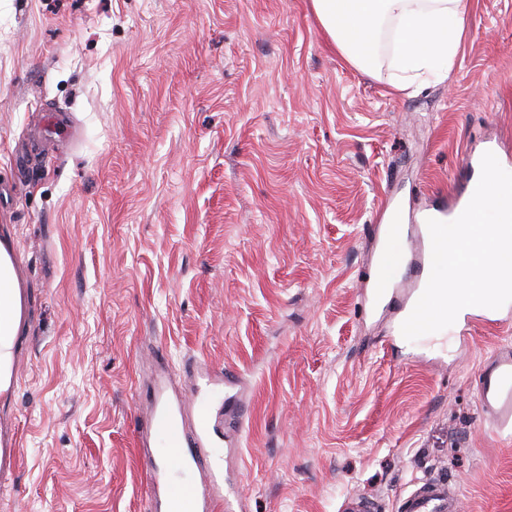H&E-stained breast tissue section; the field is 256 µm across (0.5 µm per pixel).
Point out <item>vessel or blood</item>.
<instances>
[{"mask_svg":"<svg viewBox=\"0 0 512 512\" xmlns=\"http://www.w3.org/2000/svg\"><path fill=\"white\" fill-rule=\"evenodd\" d=\"M383 244L369 276L375 300H385L402 283L403 272L415 267L417 275L401 308L409 316L423 293L431 271V239L426 224L385 225ZM503 325L501 310L462 309L454 323L465 333L471 322ZM229 377L207 372L204 384L191 391L189 400H170L158 390L142 442H153V452L142 463L149 475V512H226L221 489L223 439L212 425L215 404L221 401ZM476 394L492 427L512 431V348L491 355L478 375ZM456 499L446 482L430 480L401 503L402 512H454Z\"/></svg>","mask_w":512,"mask_h":512,"instance_id":"1","label":"vessel or blood"}]
</instances>
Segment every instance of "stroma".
Here are the masks:
<instances>
[{"label": "stroma", "instance_id": "obj_1", "mask_svg": "<svg viewBox=\"0 0 512 512\" xmlns=\"http://www.w3.org/2000/svg\"><path fill=\"white\" fill-rule=\"evenodd\" d=\"M365 73L311 0H0V241L23 299L0 512H145L137 432L161 378L230 370L234 512H401L441 478L512 512V435L474 380L512 334L425 347L359 278L370 227L512 165V0H470L441 82ZM19 449L15 447L9 436L0 437V475L11 473L19 463Z\"/></svg>", "mask_w": 512, "mask_h": 512}]
</instances>
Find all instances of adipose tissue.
Listing matches in <instances>:
<instances>
[{
  "instance_id": "obj_1",
  "label": "adipose tissue",
  "mask_w": 512,
  "mask_h": 512,
  "mask_svg": "<svg viewBox=\"0 0 512 512\" xmlns=\"http://www.w3.org/2000/svg\"><path fill=\"white\" fill-rule=\"evenodd\" d=\"M333 47L352 67L377 64L381 30L393 26L394 59L407 81L445 80L464 39L468 0H311ZM22 318L12 257L0 243V363L11 356Z\"/></svg>"
}]
</instances>
